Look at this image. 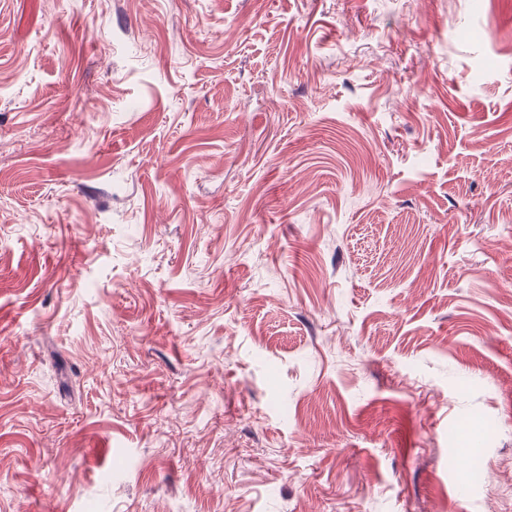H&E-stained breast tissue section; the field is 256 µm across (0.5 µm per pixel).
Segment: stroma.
<instances>
[{"instance_id":"stroma-1","label":"stroma","mask_w":512,"mask_h":512,"mask_svg":"<svg viewBox=\"0 0 512 512\" xmlns=\"http://www.w3.org/2000/svg\"><path fill=\"white\" fill-rule=\"evenodd\" d=\"M512 0H0V512H512Z\"/></svg>"}]
</instances>
